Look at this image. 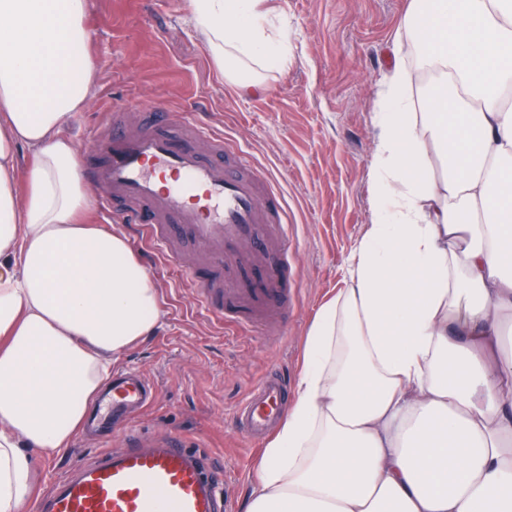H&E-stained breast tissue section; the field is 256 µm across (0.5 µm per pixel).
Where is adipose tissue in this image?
<instances>
[{
  "instance_id": "obj_1",
  "label": "adipose tissue",
  "mask_w": 512,
  "mask_h": 512,
  "mask_svg": "<svg viewBox=\"0 0 512 512\" xmlns=\"http://www.w3.org/2000/svg\"><path fill=\"white\" fill-rule=\"evenodd\" d=\"M191 6L240 89L287 63L264 0ZM86 13L0 0V512L160 318L128 238L89 223L64 132L94 82ZM406 34L420 52H395L385 85L369 230L242 512H512V0H413ZM415 67L438 85L419 114Z\"/></svg>"
}]
</instances>
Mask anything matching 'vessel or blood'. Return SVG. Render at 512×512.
I'll use <instances>...</instances> for the list:
<instances>
[{
  "label": "vessel or blood",
  "instance_id": "b4317fda",
  "mask_svg": "<svg viewBox=\"0 0 512 512\" xmlns=\"http://www.w3.org/2000/svg\"><path fill=\"white\" fill-rule=\"evenodd\" d=\"M112 212L152 250L172 256L175 237L200 246L213 269L202 308L238 327L287 325L295 295L288 286V215L222 134L186 113L153 106L141 129L114 112L84 163ZM112 407L133 413L149 403L150 384L135 375L112 380ZM288 399L285 377L264 378L239 407L244 434L267 437ZM37 512H224L213 464L176 435L131 432L123 448L76 462L40 496Z\"/></svg>",
  "mask_w": 512,
  "mask_h": 512
}]
</instances>
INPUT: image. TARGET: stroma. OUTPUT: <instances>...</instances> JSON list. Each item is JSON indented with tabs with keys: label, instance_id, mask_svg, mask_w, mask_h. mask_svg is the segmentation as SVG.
<instances>
[{
	"label": "stroma",
	"instance_id": "obj_1",
	"mask_svg": "<svg viewBox=\"0 0 512 512\" xmlns=\"http://www.w3.org/2000/svg\"><path fill=\"white\" fill-rule=\"evenodd\" d=\"M410 0H267L268 24L288 38V62L254 74L245 93L226 82L194 25L191 0H88L94 83L68 132L85 150L113 110L137 123L156 104L188 113L249 155L255 176L276 188L288 212L296 295L285 329L227 327L198 304L199 281L185 267L209 270L191 244L178 263L128 239L157 288L160 320L122 354L114 370L133 368L155 385L152 404L131 426L177 434L214 460L234 505L254 488L265 443L239 433L240 403L270 372L297 382L307 330L320 305L344 287L350 257L371 222L372 172L382 90ZM101 430H82L59 455L37 456L41 483L76 456L123 445Z\"/></svg>",
	"mask_w": 512,
	"mask_h": 512
}]
</instances>
